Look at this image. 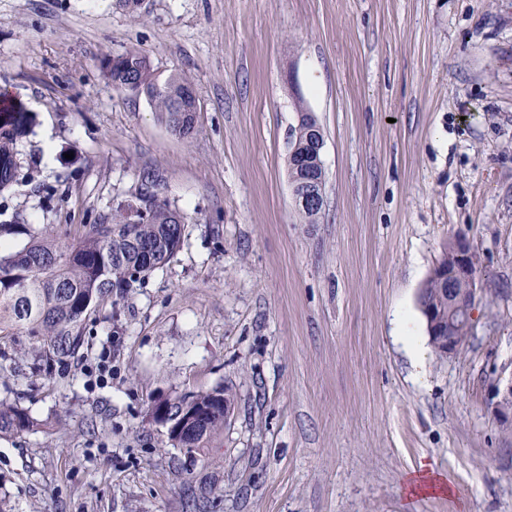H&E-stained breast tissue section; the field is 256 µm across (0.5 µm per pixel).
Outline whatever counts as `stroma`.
Returning a JSON list of instances; mask_svg holds the SVG:
<instances>
[{
	"label": "stroma",
	"instance_id": "stroma-1",
	"mask_svg": "<svg viewBox=\"0 0 512 512\" xmlns=\"http://www.w3.org/2000/svg\"><path fill=\"white\" fill-rule=\"evenodd\" d=\"M131 48L190 79L191 137L104 77ZM0 91L34 117L33 179L0 194L25 223L80 230L146 169L185 217L65 374L0 378L52 420L0 438L5 512H512V0H0ZM300 104L325 132L314 224L288 183ZM459 235L473 327L420 376L398 319L426 336L419 292ZM218 384L224 429L170 446L153 401ZM423 463L452 494L407 496ZM493 405L500 423L512 426V379L503 390L497 389Z\"/></svg>",
	"mask_w": 512,
	"mask_h": 512
}]
</instances>
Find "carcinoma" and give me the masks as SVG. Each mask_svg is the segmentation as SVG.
Instances as JSON below:
<instances>
[{
    "instance_id": "carcinoma-1",
    "label": "carcinoma",
    "mask_w": 512,
    "mask_h": 512,
    "mask_svg": "<svg viewBox=\"0 0 512 512\" xmlns=\"http://www.w3.org/2000/svg\"><path fill=\"white\" fill-rule=\"evenodd\" d=\"M105 77L118 91L141 94L167 125L183 137L195 129L193 103L184 97L187 77L171 73L162 78L146 54L137 49L105 59ZM30 113L0 94V193L30 177L22 172L18 145L32 130ZM179 209L163 198L152 215L136 222L125 202L102 214L95 224L74 235L56 234L49 226H20L14 212L0 222V231L28 236L17 251H0V374L16 380L26 370L52 377L66 369L84 344L85 320L101 301L141 284L154 270L171 261L181 247L185 224L174 223ZM422 297L449 310L448 335L463 336L455 326L456 311L448 309V293L428 281ZM224 386L190 391L166 400L168 425L180 435L167 436L175 448L197 454L224 428V410L214 401ZM46 421L30 410L0 399V437L35 432Z\"/></svg>"
}]
</instances>
